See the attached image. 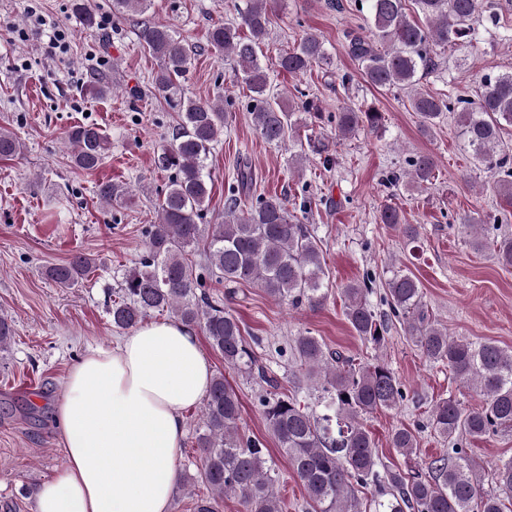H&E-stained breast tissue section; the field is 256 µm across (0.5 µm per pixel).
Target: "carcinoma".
Instances as JSON below:
<instances>
[{
    "label": "carcinoma",
    "mask_w": 512,
    "mask_h": 512,
    "mask_svg": "<svg viewBox=\"0 0 512 512\" xmlns=\"http://www.w3.org/2000/svg\"><path fill=\"white\" fill-rule=\"evenodd\" d=\"M282 0H243L236 7L237 22L213 27L208 43L217 55L234 62V78L250 92L247 109L255 130L268 144L279 146L299 128L316 126L322 112L314 99L301 94L291 103L285 94L270 92L271 77L259 60L261 46L269 38L273 17ZM153 0H112V20L136 18V38L145 53L159 61L152 77L154 93L181 109L180 121L159 147L158 166L172 176L157 198L159 221L148 225L143 252L125 275L109 315L113 327L133 329L154 312H168L176 320L200 327L211 347L228 366L257 377L266 385L258 403L269 430L306 491L312 512H362L355 489L370 493L368 512H503L512 499V457L501 461L485 487L479 465L466 449L455 446L425 466L396 470L375 451L364 427L365 416L391 409L407 398L404 386L391 368L376 361L356 364L339 350H332L314 336L293 339L292 356L313 382L317 393L316 415L309 406L278 392L277 379L259 363L242 334L239 320L221 299L207 292V280L216 283L253 284L274 300L291 307L321 306L329 288L319 239L290 213L278 196L241 206L255 181L246 161L236 164L224 198V220L204 224L212 192L208 158L224 135L226 113L208 101L184 96L185 80L193 47L170 28L148 15ZM426 24L410 19L406 0H368L364 26L370 35L346 34V51L357 62L365 82L381 89H409L418 76L437 67V50L472 39L473 21L482 12V0H414ZM71 13L93 29L97 14L91 0H70ZM332 61L323 39L308 33L282 52L278 67L290 75ZM477 98L443 99L416 93L410 98L421 135L428 136L444 113H457L465 151L475 166L494 171L496 190L512 199V147L503 141L505 127H512V71L484 73L479 77ZM111 87L92 77L84 93L89 98L109 95ZM383 113L370 107L357 111L347 105L336 113L338 136L363 127L375 133L382 128ZM64 142L72 165L83 171L99 168L107 158V135L93 125H75ZM292 161L302 169L305 147L325 153L323 164H332L328 145L313 139L295 140ZM20 142L7 128H0V158L20 154ZM411 179L407 190L424 189L435 178L437 160L419 152L409 159ZM99 199L121 207L132 189L121 181L98 186ZM382 224L397 227L409 241L418 239V226L402 222L398 208L379 211ZM498 261L512 266V235L492 237ZM202 252L204 263L191 259ZM100 266L98 259L76 253L64 264L47 269L49 279L62 288H74ZM385 301L391 315H379L371 306L368 283L343 289L345 317L357 336L375 346L385 341L389 317L397 318L426 358L448 365L461 384L475 387L484 396L478 408L466 409L450 395L436 401L428 426L440 437L487 439L512 433V351L493 342L473 343L448 336V329L434 323L425 310L421 282L402 270L385 281ZM14 336L12 320L0 314V352ZM240 401L224 379L215 375L202 401L195 430L201 462L200 477L216 497L233 496L242 512H281L279 475L268 464L260 442L239 432ZM391 446L409 458L416 452L415 434L407 427L392 431Z\"/></svg>",
    "instance_id": "obj_1"
}]
</instances>
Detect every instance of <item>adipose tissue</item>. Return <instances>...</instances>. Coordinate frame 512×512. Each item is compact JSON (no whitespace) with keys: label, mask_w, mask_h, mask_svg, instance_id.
<instances>
[{"label":"adipose tissue","mask_w":512,"mask_h":512,"mask_svg":"<svg viewBox=\"0 0 512 512\" xmlns=\"http://www.w3.org/2000/svg\"><path fill=\"white\" fill-rule=\"evenodd\" d=\"M211 379L198 337L175 319L85 355L54 407L67 463L38 488L36 512H170L182 414Z\"/></svg>","instance_id":"1"}]
</instances>
